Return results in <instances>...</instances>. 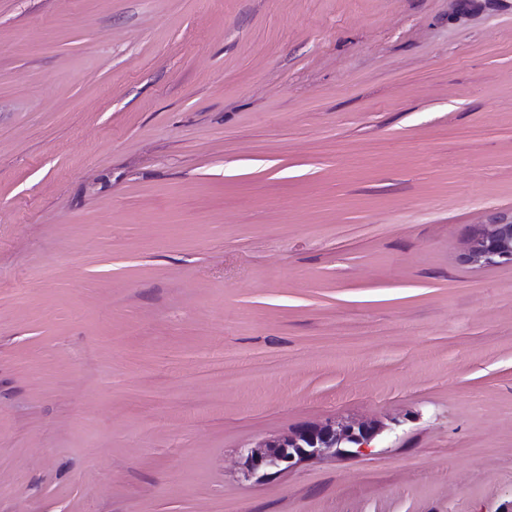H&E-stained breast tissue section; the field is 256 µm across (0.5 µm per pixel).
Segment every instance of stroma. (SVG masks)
Instances as JSON below:
<instances>
[{
    "instance_id": "35a3bbf8",
    "label": "stroma",
    "mask_w": 512,
    "mask_h": 512,
    "mask_svg": "<svg viewBox=\"0 0 512 512\" xmlns=\"http://www.w3.org/2000/svg\"><path fill=\"white\" fill-rule=\"evenodd\" d=\"M511 211L512 0H0V512H512ZM462 261L474 267L512 266V212L478 224L466 239ZM380 432L371 421L307 424L278 440L242 448L241 470L245 478L262 479L289 472L303 462L351 456Z\"/></svg>"
}]
</instances>
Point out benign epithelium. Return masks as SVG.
Wrapping results in <instances>:
<instances>
[{
    "instance_id": "7a95c632",
    "label": "benign epithelium",
    "mask_w": 512,
    "mask_h": 512,
    "mask_svg": "<svg viewBox=\"0 0 512 512\" xmlns=\"http://www.w3.org/2000/svg\"><path fill=\"white\" fill-rule=\"evenodd\" d=\"M462 261L474 267L512 266V214L479 224L469 234ZM381 433L371 421L307 424L278 440L240 452L242 473L259 479L289 472L303 462L354 455Z\"/></svg>"
}]
</instances>
